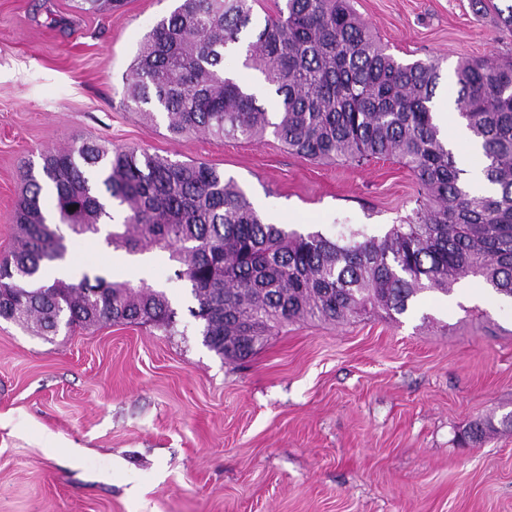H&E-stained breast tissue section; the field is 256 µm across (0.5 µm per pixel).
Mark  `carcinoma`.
I'll list each match as a JSON object with an SVG mask.
<instances>
[{
	"mask_svg": "<svg viewBox=\"0 0 512 512\" xmlns=\"http://www.w3.org/2000/svg\"><path fill=\"white\" fill-rule=\"evenodd\" d=\"M74 2L99 13L124 0ZM257 4L180 0L137 51L126 76L130 109L150 121L163 114L175 139L270 132L313 162L395 158L416 180L415 217L380 238L357 231L333 240L267 222L235 179L204 162L95 143L49 151L39 174H22L17 245L0 260L1 319L42 336L111 322L173 326L168 293L143 281L99 272L47 282L67 253L62 225L77 235L104 231L107 245L131 255L168 254L197 301L190 313L202 322L203 345L228 360L250 358L287 323L342 325L367 309L401 314L469 275L512 297V59L464 60L454 70L461 117L497 186L476 195L433 121L438 61L398 60L352 0H284L259 26ZM245 32L243 64L277 97V112L224 70ZM44 190L56 222L42 210Z\"/></svg>",
	"mask_w": 512,
	"mask_h": 512,
	"instance_id": "carcinoma-1",
	"label": "carcinoma"
}]
</instances>
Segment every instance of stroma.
<instances>
[{
    "mask_svg": "<svg viewBox=\"0 0 512 512\" xmlns=\"http://www.w3.org/2000/svg\"><path fill=\"white\" fill-rule=\"evenodd\" d=\"M353 0L404 62L435 60L456 101L460 59L512 58L494 0ZM178 0H0V257L15 244L22 172L86 141L205 162L274 224L384 236L418 207L392 159L313 163L273 135L170 136L129 110L123 78ZM73 277L92 269L166 289L172 330L75 327L55 336L0 320V512H512V300L462 278L402 314L283 327L248 361L202 346L195 304L166 253L134 257L67 234ZM478 419L498 429L463 437Z\"/></svg>",
    "mask_w": 512,
    "mask_h": 512,
    "instance_id": "35a3bbf8",
    "label": "stroma"
}]
</instances>
